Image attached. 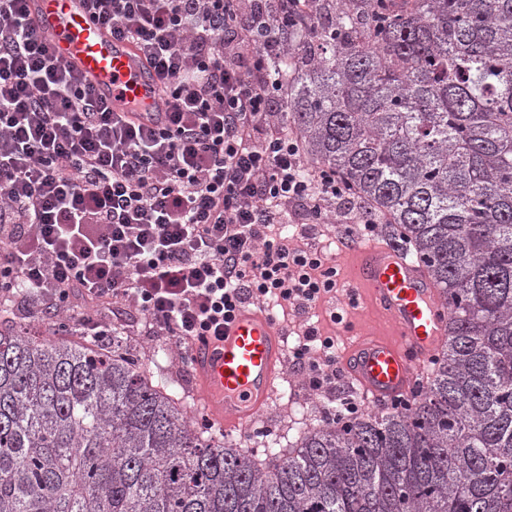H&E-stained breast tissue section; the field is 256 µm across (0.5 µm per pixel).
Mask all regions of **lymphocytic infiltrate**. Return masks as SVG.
Listing matches in <instances>:
<instances>
[{
    "mask_svg": "<svg viewBox=\"0 0 512 512\" xmlns=\"http://www.w3.org/2000/svg\"><path fill=\"white\" fill-rule=\"evenodd\" d=\"M84 2L154 68L168 110L116 111L54 56L27 0H0V290L55 314L76 296L128 305L185 346L253 298L304 315L335 297L325 253L271 233L291 203L336 219L345 247L381 222L273 121L277 29L310 22V0ZM329 201L348 209L330 216ZM290 353L310 388L335 387L336 339L317 323Z\"/></svg>",
    "mask_w": 512,
    "mask_h": 512,
    "instance_id": "lymphocytic-infiltrate-1",
    "label": "lymphocytic infiltrate"
}]
</instances>
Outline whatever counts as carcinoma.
<instances>
[{
  "label": "carcinoma",
  "mask_w": 512,
  "mask_h": 512,
  "mask_svg": "<svg viewBox=\"0 0 512 512\" xmlns=\"http://www.w3.org/2000/svg\"><path fill=\"white\" fill-rule=\"evenodd\" d=\"M269 64L306 160L386 216L450 330L411 407L258 460L127 337L0 321V512H512V0H311Z\"/></svg>",
  "instance_id": "obj_1"
}]
</instances>
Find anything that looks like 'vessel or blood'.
I'll return each mask as SVG.
<instances>
[{
    "mask_svg": "<svg viewBox=\"0 0 512 512\" xmlns=\"http://www.w3.org/2000/svg\"><path fill=\"white\" fill-rule=\"evenodd\" d=\"M32 26L46 33L56 56L89 80L99 98L139 116L161 119L154 70L131 44L113 39L88 16L83 0H29ZM351 280L369 317L390 337H353L342 367L373 403L412 391L448 333V307L427 269L409 254L369 241L355 246ZM197 392L210 419L231 435L256 422L278 393L286 361L284 334L257 305L237 310L220 336L191 352Z\"/></svg>",
    "mask_w": 512,
    "mask_h": 512,
    "instance_id": "vessel-or-blood-1",
    "label": "vessel or blood"
}]
</instances>
